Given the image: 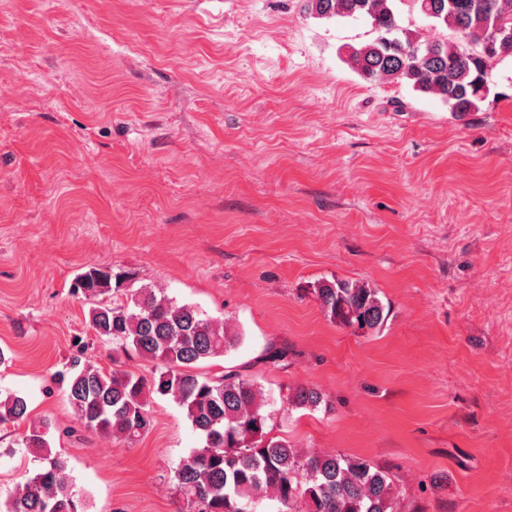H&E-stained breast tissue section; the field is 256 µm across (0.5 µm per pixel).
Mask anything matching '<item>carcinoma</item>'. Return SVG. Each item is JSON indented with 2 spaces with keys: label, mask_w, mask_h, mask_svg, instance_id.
<instances>
[{
  "label": "carcinoma",
  "mask_w": 512,
  "mask_h": 512,
  "mask_svg": "<svg viewBox=\"0 0 512 512\" xmlns=\"http://www.w3.org/2000/svg\"><path fill=\"white\" fill-rule=\"evenodd\" d=\"M397 0H304L316 18L363 16L377 36L350 46L345 62L367 81L405 83L433 95L459 116L478 109L489 92L487 72L495 60L512 58V43L492 40L512 32V0H412L419 11L455 34L453 40L421 39L398 23ZM122 275L91 265L76 279L75 293L94 301L89 323L112 343L115 355L134 353L157 363L148 380L114 368L104 372L76 356L59 381L80 428L125 443L151 426L156 398L176 402L204 444L174 469L178 492L194 512H258L263 499L277 512H401L388 473L340 453L301 454L285 438L267 431L272 412L262 392L231 370L205 377L198 363L224 355L239 336L224 323L158 289L141 287L121 301L105 300ZM312 293L333 322L377 333L389 311L378 291L350 280H323ZM323 395L297 389L288 404L316 409ZM22 425L18 445L38 453V466L15 492L0 497V512H84L69 480V461L52 451L51 424L30 419L25 397L0 396V425Z\"/></svg>",
  "instance_id": "carcinoma-1"
}]
</instances>
